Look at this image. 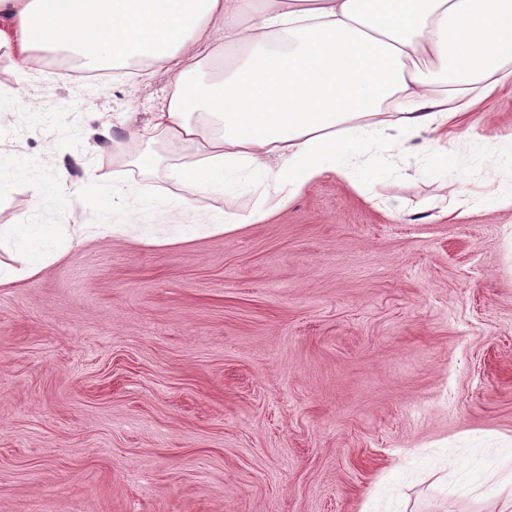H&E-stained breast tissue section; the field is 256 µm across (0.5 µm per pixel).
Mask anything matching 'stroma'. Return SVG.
Segmentation results:
<instances>
[{
  "label": "stroma",
  "mask_w": 512,
  "mask_h": 512,
  "mask_svg": "<svg viewBox=\"0 0 512 512\" xmlns=\"http://www.w3.org/2000/svg\"><path fill=\"white\" fill-rule=\"evenodd\" d=\"M169 92L157 67L21 87L0 57V225L80 223L37 203L61 166L115 224L117 181L143 224L223 210L170 180L190 149L113 162ZM473 120L447 165L381 151L234 234L89 239L0 286V512H491L443 478L512 455V209L438 207L512 182V92Z\"/></svg>",
  "instance_id": "stroma-1"
}]
</instances>
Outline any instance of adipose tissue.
I'll return each instance as SVG.
<instances>
[{
  "label": "adipose tissue",
  "instance_id": "obj_1",
  "mask_svg": "<svg viewBox=\"0 0 512 512\" xmlns=\"http://www.w3.org/2000/svg\"><path fill=\"white\" fill-rule=\"evenodd\" d=\"M0 19L22 82L38 51L70 52L82 72L165 70L171 93L119 158L152 166L141 146L159 138L198 156L175 182L220 193L258 179L251 210L183 225L193 236L236 233L321 177L357 179L377 150L433 148L512 87V0H0ZM2 240L23 259L0 263L1 286L66 252L47 224L0 226Z\"/></svg>",
  "mask_w": 512,
  "mask_h": 512
}]
</instances>
